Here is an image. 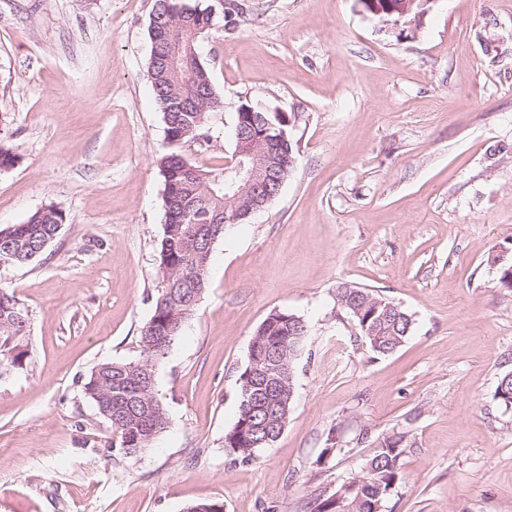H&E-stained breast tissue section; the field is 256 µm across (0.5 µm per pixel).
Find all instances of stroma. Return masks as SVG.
Here are the masks:
<instances>
[{"mask_svg":"<svg viewBox=\"0 0 512 512\" xmlns=\"http://www.w3.org/2000/svg\"><path fill=\"white\" fill-rule=\"evenodd\" d=\"M200 43L224 107L185 156L231 162L242 102L294 114L279 195L214 246L209 287L156 373L171 426L138 456L109 447L83 383L135 361L161 287L165 125L146 77L153 0H0V227L53 204L59 236L0 268L28 318L0 376V512H309L403 436L387 512H512V0H432L397 30L358 0H204ZM369 289L412 318L374 353L336 303ZM288 310L311 339L288 425L247 464L224 435L258 325ZM339 441L342 451L323 456Z\"/></svg>","mask_w":512,"mask_h":512,"instance_id":"obj_1","label":"stroma"}]
</instances>
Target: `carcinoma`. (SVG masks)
Returning <instances> with one entry per match:
<instances>
[{
  "instance_id": "carcinoma-1",
  "label": "carcinoma",
  "mask_w": 512,
  "mask_h": 512,
  "mask_svg": "<svg viewBox=\"0 0 512 512\" xmlns=\"http://www.w3.org/2000/svg\"><path fill=\"white\" fill-rule=\"evenodd\" d=\"M153 14L158 22H149L151 53L147 77L160 106L170 150L157 159L163 178L165 206L164 236L160 251L162 286L154 301L153 314L141 329L142 355L137 361H110L92 369L84 384L85 394L93 400L99 414L112 430V445L133 456L151 443L134 445L155 428L164 432L170 424L165 407L155 387L140 382L138 366L154 368L165 356L181 330L170 326L169 309L175 308L187 322L197 305L185 307L182 295L188 291L202 298L208 287L210 262L196 259L197 252H212L224 236V210L228 203L227 184L234 177L230 167L202 169L189 161L181 147L188 142L211 141L206 123L208 115L219 110L223 102L213 87L209 70L198 52L199 40L213 25L211 7L191 6L186 0H155ZM178 43L182 48L179 67H170L167 47ZM248 120V143L243 149L252 153L251 160L265 162L266 143L285 131L286 139L279 146L276 174L287 178L295 161L296 144L288 126V116L277 118L268 112L245 115ZM64 224L62 210L48 205L35 212L23 224L0 229V255L10 252L11 265H25L39 257L60 233ZM292 313L274 311L259 324L255 337L259 351L249 356L241 376V400L238 416L224 436V448L230 461L249 463L264 448L261 444L269 434L286 429L292 402L288 390L273 392L262 384L269 363L268 351H279L278 366L271 375L285 380L294 371L295 360L288 356V347L301 342L306 332L288 320ZM27 318L14 293L0 287V366L20 365L26 350L20 345L26 335ZM411 329V316L394 314L382 324L375 353L387 355L397 350ZM398 442H384L367 459L362 473L338 485L333 493L321 499L312 512H365L375 502L385 507L401 479Z\"/></svg>"
}]
</instances>
